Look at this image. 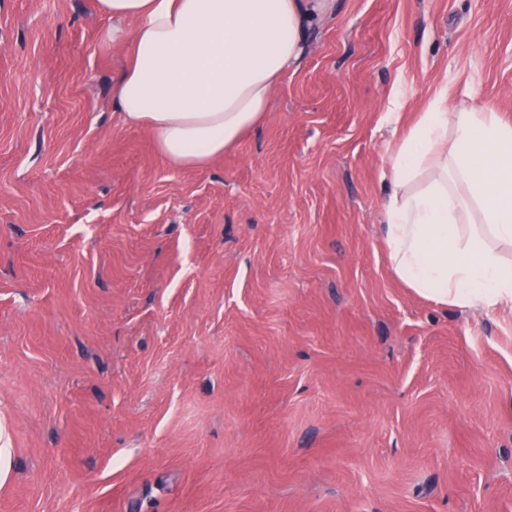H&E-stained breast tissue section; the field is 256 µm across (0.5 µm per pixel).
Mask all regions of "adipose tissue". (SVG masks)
<instances>
[{
    "mask_svg": "<svg viewBox=\"0 0 512 512\" xmlns=\"http://www.w3.org/2000/svg\"><path fill=\"white\" fill-rule=\"evenodd\" d=\"M128 49L112 86L124 124L146 127L178 166H202L263 119L272 87L303 53L308 0H96ZM389 267L421 297L512 309V124L451 106L435 90L392 149Z\"/></svg>",
    "mask_w": 512,
    "mask_h": 512,
    "instance_id": "obj_1",
    "label": "adipose tissue"
}]
</instances>
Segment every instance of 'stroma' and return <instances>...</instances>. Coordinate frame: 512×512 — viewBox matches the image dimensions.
Masks as SVG:
<instances>
[{
	"label": "stroma",
	"mask_w": 512,
	"mask_h": 512,
	"mask_svg": "<svg viewBox=\"0 0 512 512\" xmlns=\"http://www.w3.org/2000/svg\"><path fill=\"white\" fill-rule=\"evenodd\" d=\"M95 0H0V512H512V312L396 279L387 150L512 121V0H329L203 167Z\"/></svg>",
	"instance_id": "1"
}]
</instances>
